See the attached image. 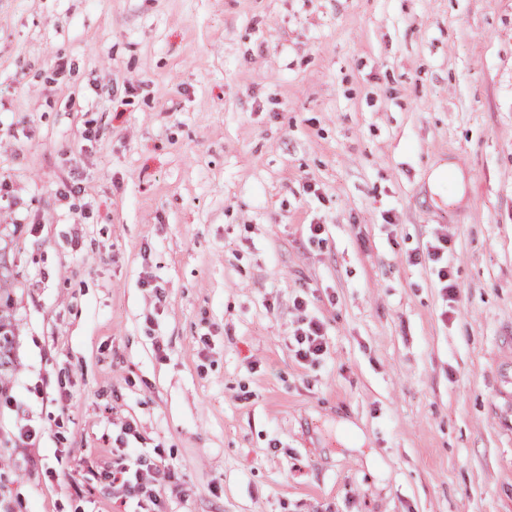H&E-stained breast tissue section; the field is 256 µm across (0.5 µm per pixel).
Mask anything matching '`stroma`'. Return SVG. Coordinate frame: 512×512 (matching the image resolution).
Returning <instances> with one entry per match:
<instances>
[{
  "mask_svg": "<svg viewBox=\"0 0 512 512\" xmlns=\"http://www.w3.org/2000/svg\"><path fill=\"white\" fill-rule=\"evenodd\" d=\"M0 183V512H512V0H0ZM432 251L429 250L427 252V258L430 262L437 265V277L441 284V287L446 289V292L448 293V297L451 300H455L458 295V288L455 280L452 277L451 271L448 270V263L446 261V264H443L442 258L444 252L440 251L445 248L444 245L439 244L438 245H432L431 246ZM12 300L7 289H0V381L7 377L13 371L12 349L14 344V334L9 321L10 307ZM295 340L300 348L297 355L303 359H315L323 354L326 349L322 325L320 322L309 320L294 330ZM115 451L116 454L112 452L113 457L115 456L112 461V471L105 477L112 482V494L121 499L126 508L135 504L142 508L143 502H150L158 509V512H161V488L143 479L139 469L135 470L134 475L131 474L132 468L129 465V459L133 457L136 448H117Z\"/></svg>",
  "mask_w": 512,
  "mask_h": 512,
  "instance_id": "stroma-1",
  "label": "stroma"
}]
</instances>
